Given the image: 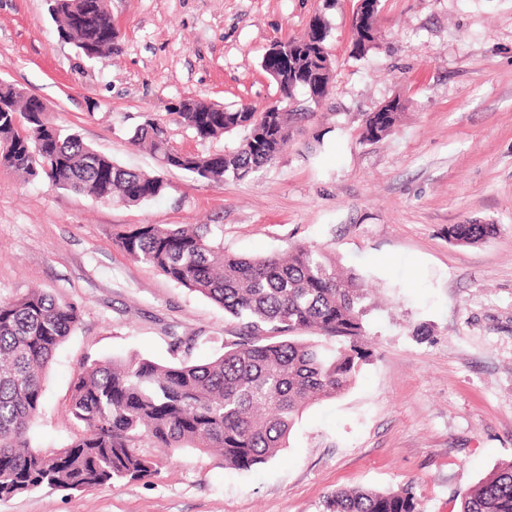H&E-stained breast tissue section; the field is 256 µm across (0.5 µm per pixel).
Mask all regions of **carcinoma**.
I'll return each instance as SVG.
<instances>
[{
    "instance_id": "obj_1",
    "label": "carcinoma",
    "mask_w": 512,
    "mask_h": 512,
    "mask_svg": "<svg viewBox=\"0 0 512 512\" xmlns=\"http://www.w3.org/2000/svg\"><path fill=\"white\" fill-rule=\"evenodd\" d=\"M57 32L89 60L118 52L119 33L109 0H52ZM330 25L310 24L293 57L297 85L277 86L278 103L303 93L287 112L227 108L199 99L180 122L202 140L247 135L224 152L176 153L151 117L135 128L131 143L153 155L161 169L186 171L198 180H245L278 158L294 131L314 113L304 105L324 98L333 65L327 51ZM394 112H370L362 141L375 143L397 126ZM0 168L97 201L136 206L165 188L161 176L131 171L56 123L27 93L0 85ZM494 224H452L448 240L476 244ZM112 242L130 258L159 270L179 286L201 294L240 324L242 336L224 342V354L205 363L160 364L131 356L93 361L77 376L68 406L85 427L66 447L43 452L32 445L31 422L43 397V380L57 349L79 320L75 304L44 290L0 300V499L44 485L95 489L145 481L157 463L140 451L183 448L216 452L228 468L249 471L287 447L308 407L334 398L354 382L370 352L363 336L364 288L354 274L336 273L319 248L295 245L284 254L245 258L224 253L219 224H137L112 231ZM315 331L349 345L331 348L283 333ZM326 512H420L412 487L391 492L337 489ZM458 512H512V462L503 464L459 501Z\"/></svg>"
}]
</instances>
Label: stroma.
Instances as JSON below:
<instances>
[{
    "label": "stroma",
    "mask_w": 512,
    "mask_h": 512,
    "mask_svg": "<svg viewBox=\"0 0 512 512\" xmlns=\"http://www.w3.org/2000/svg\"><path fill=\"white\" fill-rule=\"evenodd\" d=\"M356 0H110L118 54L89 60L62 41L46 0H0V82L36 95L51 116L124 167L152 172L130 142L152 117L184 152L201 140L173 106L194 97L262 106L276 88L260 63L270 44L331 27L334 75L315 117L246 180L210 183L162 171V195L98 202L0 168V299L41 288L77 304L30 435L59 450L84 431L69 420L86 361L133 355L210 361L235 320L112 243V228L220 224L225 252L262 257L316 245L361 278V347L351 387L308 407L286 448L251 471L194 451L150 454L151 479L85 491L52 486L0 499V512H324L339 488L412 486L420 512L460 498L512 460V0H381L378 47L352 57ZM407 104L396 131L362 142L364 113ZM497 233L468 246L448 227ZM427 335H417L419 327Z\"/></svg>",
    "instance_id": "stroma-1"
}]
</instances>
